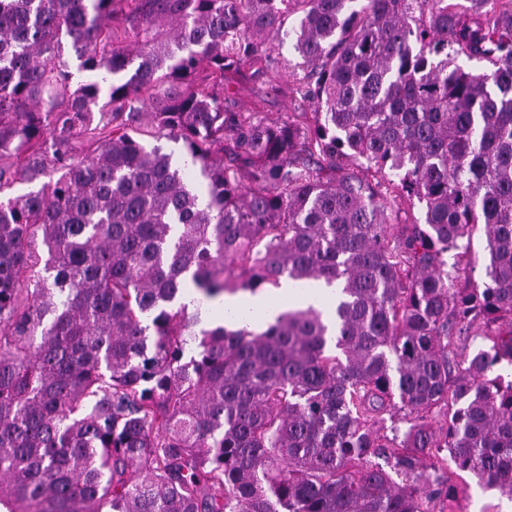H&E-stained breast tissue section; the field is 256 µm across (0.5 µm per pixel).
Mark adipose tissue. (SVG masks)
Returning <instances> with one entry per match:
<instances>
[{"label":"adipose tissue","instance_id":"adipose-tissue-1","mask_svg":"<svg viewBox=\"0 0 512 512\" xmlns=\"http://www.w3.org/2000/svg\"><path fill=\"white\" fill-rule=\"evenodd\" d=\"M319 303L325 315H332L336 303L335 289L325 287L322 282L313 281L306 287H297L294 283L285 281L280 287L270 289L255 295L240 293L225 296L221 316L217 324L228 325V313L241 312L250 323L258 328L265 327L282 311L294 308L302 309L310 303Z\"/></svg>","mask_w":512,"mask_h":512}]
</instances>
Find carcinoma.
Instances as JSON below:
<instances>
[{
	"instance_id": "carcinoma-1",
	"label": "carcinoma",
	"mask_w": 512,
	"mask_h": 512,
	"mask_svg": "<svg viewBox=\"0 0 512 512\" xmlns=\"http://www.w3.org/2000/svg\"><path fill=\"white\" fill-rule=\"evenodd\" d=\"M287 38L315 110H224ZM40 179L0 201V512L512 497V0H0V193ZM284 279L336 287L331 323L179 303ZM457 474L452 478L456 489L454 512H512V499L495 490H484L466 472Z\"/></svg>"
}]
</instances>
